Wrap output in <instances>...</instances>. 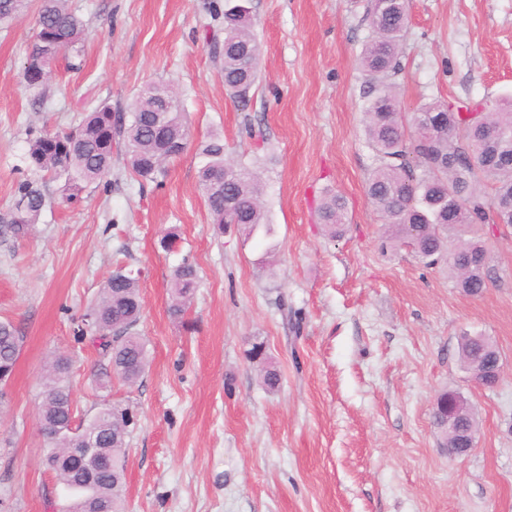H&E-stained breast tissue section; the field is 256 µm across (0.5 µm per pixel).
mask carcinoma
I'll list each match as a JSON object with an SVG mask.
<instances>
[{"mask_svg": "<svg viewBox=\"0 0 512 512\" xmlns=\"http://www.w3.org/2000/svg\"><path fill=\"white\" fill-rule=\"evenodd\" d=\"M28 7V0H0V25L12 22ZM250 0L224 5L214 17L224 25V88L247 109L250 90L259 76V47L250 23ZM409 14V0H371L368 22L372 34L362 47L360 66L368 81L366 135L378 163L367 194L391 229L397 243H409L427 265L443 264L455 286L478 295L493 280L494 271L478 257L486 251L474 228H493L491 212L505 217L512 227V98L490 106L479 120L472 112L449 111L445 101H432L408 115L400 111L394 78L400 72V54ZM37 30L49 29L60 42L55 54L74 49L82 40V20L65 0H41ZM166 89L173 111L157 122L155 90ZM500 132V140L492 133ZM189 128L178 112V91L170 83L148 84L131 103L129 115L109 107L88 113L71 132L41 133L29 141L26 159L40 176H69L61 199L72 202L81 184L92 183L112 169L113 150L123 152L133 172L157 179L165 165L188 149ZM207 162L200 170L199 186L207 208L218 224L235 226L248 236L258 230L272 232L265 219L263 185L257 171L224 159V142L213 139L202 149ZM24 203L0 224L14 238L30 234L46 205L37 184L25 180L17 186L15 203ZM345 201L329 192L319 216L333 238L343 236ZM196 268L184 262L171 275L169 312L187 311L195 289ZM143 310L139 278L118 267L107 278L98 301L84 314L78 336L89 339L99 354V374L132 385L148 363L142 338L135 332ZM17 327L0 322V383L11 379L20 356ZM459 359L474 379L491 373L500 353L487 338L463 334ZM70 359L49 361L44 374L39 417L57 432L43 457L66 491L62 512H122L127 438L133 424L129 408L105 404L93 416L75 423L76 404L69 380ZM446 448H466L476 437L478 420L465 405L456 415L455 431L439 428ZM95 448L97 454L79 466L69 458L70 448Z\"/></svg>", "mask_w": 512, "mask_h": 512, "instance_id": "1", "label": "carcinoma"}]
</instances>
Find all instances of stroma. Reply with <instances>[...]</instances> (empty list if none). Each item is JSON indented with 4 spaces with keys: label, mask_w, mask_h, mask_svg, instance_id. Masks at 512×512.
Wrapping results in <instances>:
<instances>
[{
    "label": "stroma",
    "mask_w": 512,
    "mask_h": 512,
    "mask_svg": "<svg viewBox=\"0 0 512 512\" xmlns=\"http://www.w3.org/2000/svg\"><path fill=\"white\" fill-rule=\"evenodd\" d=\"M368 0H253L260 71L247 110L224 89V0H68L84 23L40 87L23 79L36 7L0 28V215L31 178L28 140L70 131L101 106L128 112L146 84L180 93L191 132L164 176L122 154L63 205L59 181L31 235H0V321L23 346L0 406V512H59L42 465L38 404L47 362L71 360L79 415L129 406L125 512H512V227L487 237L495 281L476 296L392 245L366 193L377 156L365 134ZM397 76L402 112L434 100L512 96V0H411ZM223 139L256 168L273 236L219 232L199 190V147ZM347 203V234L325 236V190ZM178 234L165 252L160 239ZM198 287L170 316L172 270ZM140 275L136 328L148 366L99 387L97 353L75 330L116 266ZM499 349L491 389L458 359L462 333ZM262 344L265 361L252 359ZM280 373L267 391L263 363ZM468 398L474 449L449 455L433 424L444 392Z\"/></svg>",
    "instance_id": "1"
}]
</instances>
